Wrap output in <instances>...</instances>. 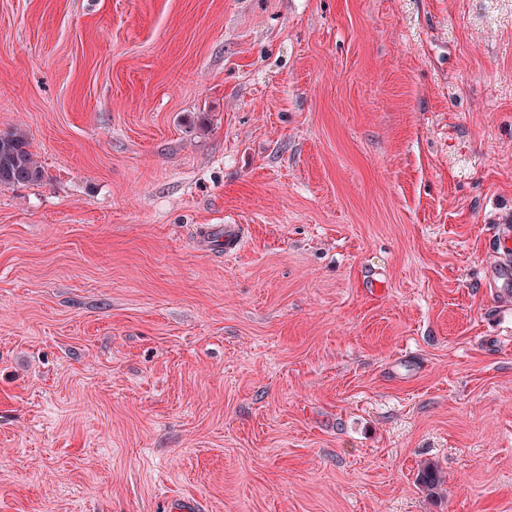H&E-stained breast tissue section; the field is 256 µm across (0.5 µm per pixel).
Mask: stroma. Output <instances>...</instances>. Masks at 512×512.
Instances as JSON below:
<instances>
[{"instance_id":"1","label":"stroma","mask_w":512,"mask_h":512,"mask_svg":"<svg viewBox=\"0 0 512 512\" xmlns=\"http://www.w3.org/2000/svg\"><path fill=\"white\" fill-rule=\"evenodd\" d=\"M16 128L0 512H512V0H0ZM43 169L19 131L0 134V186H16L41 180ZM493 248L499 255L500 263L489 275L490 288H496L504 297L510 298L512 291V224L511 220L499 224Z\"/></svg>"}]
</instances>
